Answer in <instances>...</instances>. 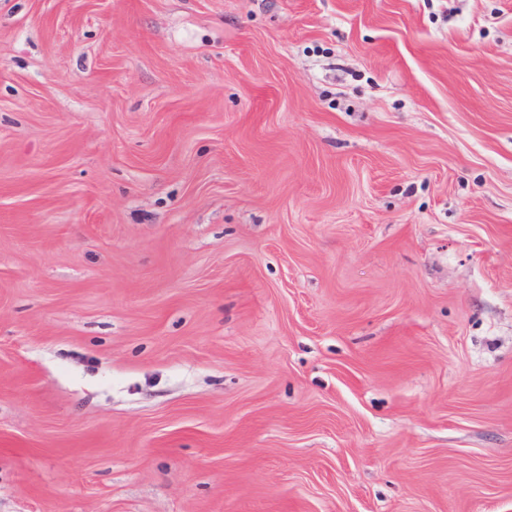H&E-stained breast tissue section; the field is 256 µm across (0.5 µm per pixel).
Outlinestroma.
Returning a JSON list of instances; mask_svg holds the SVG:
<instances>
[{"mask_svg":"<svg viewBox=\"0 0 512 512\" xmlns=\"http://www.w3.org/2000/svg\"><path fill=\"white\" fill-rule=\"evenodd\" d=\"M0 512H512V0H0Z\"/></svg>","mask_w":512,"mask_h":512,"instance_id":"1","label":"stroma"}]
</instances>
